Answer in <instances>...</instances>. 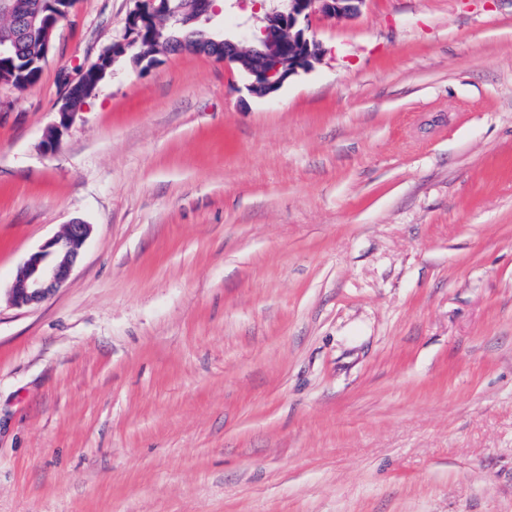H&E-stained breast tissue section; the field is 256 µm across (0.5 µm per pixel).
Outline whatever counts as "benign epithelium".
I'll return each instance as SVG.
<instances>
[{
  "mask_svg": "<svg viewBox=\"0 0 512 512\" xmlns=\"http://www.w3.org/2000/svg\"><path fill=\"white\" fill-rule=\"evenodd\" d=\"M139 0L126 20L127 38L115 42L98 60L79 68L76 84H66L60 100V122L49 130L42 142L43 150L54 151L75 112L74 100L83 97L86 88L99 83L100 77L121 58L132 55L140 63L153 61L154 54L138 50L137 35L160 19L177 24L200 25L209 32V25L220 9L213 0ZM367 0H278V5L255 17L259 26L240 25L237 38H224V65L246 75L248 92L259 98L273 96L286 81L307 71L320 60L325 49L312 34L315 20L352 19L358 15ZM22 31L39 35V61L45 59L52 47V38L58 24L70 14L68 0H45L54 11L45 16L40 11L30 12L23 0H12ZM90 226L80 220L66 225L65 231L32 252L9 289L11 302L17 307H28L42 302L62 287L77 263L82 247L89 235Z\"/></svg>",
  "mask_w": 512,
  "mask_h": 512,
  "instance_id": "benign-epithelium-1",
  "label": "benign epithelium"
}]
</instances>
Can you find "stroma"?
Here are the masks:
<instances>
[{
  "mask_svg": "<svg viewBox=\"0 0 512 512\" xmlns=\"http://www.w3.org/2000/svg\"><path fill=\"white\" fill-rule=\"evenodd\" d=\"M134 7L0 80V512H512V0H367L269 98L126 57L45 152ZM89 232V224L72 221L61 235L32 252L9 289L11 302L18 307L32 306L61 288L80 257Z\"/></svg>",
  "mask_w": 512,
  "mask_h": 512,
  "instance_id": "35a3bbf8",
  "label": "stroma"
}]
</instances>
